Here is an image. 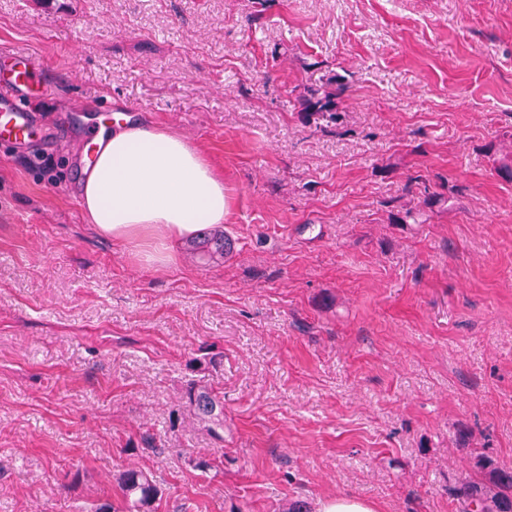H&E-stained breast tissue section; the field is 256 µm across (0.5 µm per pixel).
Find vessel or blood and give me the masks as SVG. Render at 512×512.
Returning <instances> with one entry per match:
<instances>
[{"label":"vessel or blood","mask_w":512,"mask_h":512,"mask_svg":"<svg viewBox=\"0 0 512 512\" xmlns=\"http://www.w3.org/2000/svg\"><path fill=\"white\" fill-rule=\"evenodd\" d=\"M49 88L31 54L0 52V142L23 145L38 134L40 124L30 101Z\"/></svg>","instance_id":"obj_1"}]
</instances>
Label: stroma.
Listing matches in <instances>:
<instances>
[{
	"instance_id": "1",
	"label": "stroma",
	"mask_w": 512,
	"mask_h": 512,
	"mask_svg": "<svg viewBox=\"0 0 512 512\" xmlns=\"http://www.w3.org/2000/svg\"><path fill=\"white\" fill-rule=\"evenodd\" d=\"M0 51L77 120L0 144V512H90L133 463L158 512H458L476 458L512 469V0H0ZM332 75L340 120L303 118ZM103 107L221 170L228 255L161 267L92 231ZM210 351L220 440L182 401ZM322 512H374V510L356 497L340 496L328 500L323 505Z\"/></svg>"
}]
</instances>
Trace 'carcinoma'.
I'll use <instances>...</instances> for the list:
<instances>
[{
    "label": "carcinoma",
    "instance_id": "obj_1",
    "mask_svg": "<svg viewBox=\"0 0 512 512\" xmlns=\"http://www.w3.org/2000/svg\"><path fill=\"white\" fill-rule=\"evenodd\" d=\"M346 88L334 81L309 88L298 97L300 112L318 120L337 123L339 109ZM192 247L203 256L224 255L229 246L224 234L213 232L200 234L192 241ZM216 364V358H200L188 364V369L198 375L191 380L182 395L186 407L197 423L214 436L224 429V396L204 381V373ZM481 479H465L450 487V494L459 504V512H512V470L492 468L479 459L475 463ZM118 486L121 502L115 504L101 500L91 512H156L160 488L146 471L130 466L119 473Z\"/></svg>",
    "mask_w": 512,
    "mask_h": 512
}]
</instances>
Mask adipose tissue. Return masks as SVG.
<instances>
[{
    "label": "adipose tissue",
    "instance_id": "1",
    "mask_svg": "<svg viewBox=\"0 0 512 512\" xmlns=\"http://www.w3.org/2000/svg\"><path fill=\"white\" fill-rule=\"evenodd\" d=\"M82 209L100 235L166 263L200 225L223 223L224 179L199 148L171 130L130 119L93 132Z\"/></svg>",
    "mask_w": 512,
    "mask_h": 512
}]
</instances>
